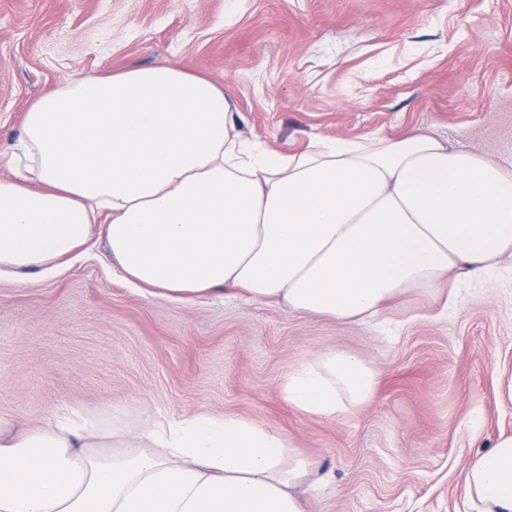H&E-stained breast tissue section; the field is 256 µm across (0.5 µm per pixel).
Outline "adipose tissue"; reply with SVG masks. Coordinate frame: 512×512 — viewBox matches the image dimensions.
I'll list each match as a JSON object with an SVG mask.
<instances>
[{
	"mask_svg": "<svg viewBox=\"0 0 512 512\" xmlns=\"http://www.w3.org/2000/svg\"><path fill=\"white\" fill-rule=\"evenodd\" d=\"M207 78L162 61L92 72L29 105L0 178V278L53 272L101 232L149 294L223 288L343 321L376 317L451 271L512 259V164L412 129L316 137L284 154L249 140ZM378 373L327 351L283 394L333 417L373 401ZM313 464L281 433L235 417L112 431L70 410L0 421V512H302ZM478 512H512V435L465 471Z\"/></svg>",
	"mask_w": 512,
	"mask_h": 512,
	"instance_id": "adipose-tissue-1",
	"label": "adipose tissue"
}]
</instances>
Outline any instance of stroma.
Masks as SVG:
<instances>
[{"label":"stroma","mask_w":512,"mask_h":512,"mask_svg":"<svg viewBox=\"0 0 512 512\" xmlns=\"http://www.w3.org/2000/svg\"><path fill=\"white\" fill-rule=\"evenodd\" d=\"M162 60L222 87L242 134L278 152L430 128L512 161V0H0V152L43 90ZM450 281L371 323L227 288L176 302L119 279L95 239L54 276L0 280V419L226 414L314 462L304 512H474L466 464L512 434V262ZM329 350L379 373L374 400L335 418L283 394Z\"/></svg>","instance_id":"obj_1"}]
</instances>
